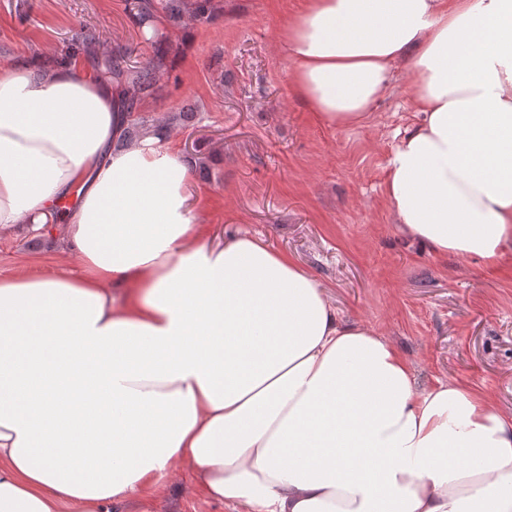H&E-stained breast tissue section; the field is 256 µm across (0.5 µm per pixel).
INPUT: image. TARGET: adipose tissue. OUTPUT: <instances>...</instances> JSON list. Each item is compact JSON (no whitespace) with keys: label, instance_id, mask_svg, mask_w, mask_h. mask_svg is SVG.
Here are the masks:
<instances>
[{"label":"adipose tissue","instance_id":"1","mask_svg":"<svg viewBox=\"0 0 512 512\" xmlns=\"http://www.w3.org/2000/svg\"><path fill=\"white\" fill-rule=\"evenodd\" d=\"M291 87L362 121L409 61L417 123L386 163L401 230L512 260V0H304ZM119 87L0 66V232L60 226L78 273L0 280V512H107L186 463L233 512H512V416L416 387L383 336L247 233L212 243L189 169L122 144Z\"/></svg>","mask_w":512,"mask_h":512}]
</instances>
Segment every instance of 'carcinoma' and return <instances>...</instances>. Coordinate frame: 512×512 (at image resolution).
Instances as JSON below:
<instances>
[{
    "mask_svg": "<svg viewBox=\"0 0 512 512\" xmlns=\"http://www.w3.org/2000/svg\"><path fill=\"white\" fill-rule=\"evenodd\" d=\"M159 12L173 24L186 17L207 22L213 18L215 6L214 0H132L130 13L141 29L152 22ZM148 42L153 46L154 54L143 66L136 68L129 64V53L126 50L109 46L97 28L85 27L58 57L60 61L81 57L91 65L97 79L122 88L120 108L129 117L125 140L130 143L149 132L164 135L171 127L188 119V113L175 112L164 123L154 124L141 116L145 97L153 90L158 74L167 68L166 40L158 38L155 32L148 38Z\"/></svg>",
    "mask_w": 512,
    "mask_h": 512,
    "instance_id": "obj_1",
    "label": "carcinoma"
}]
</instances>
